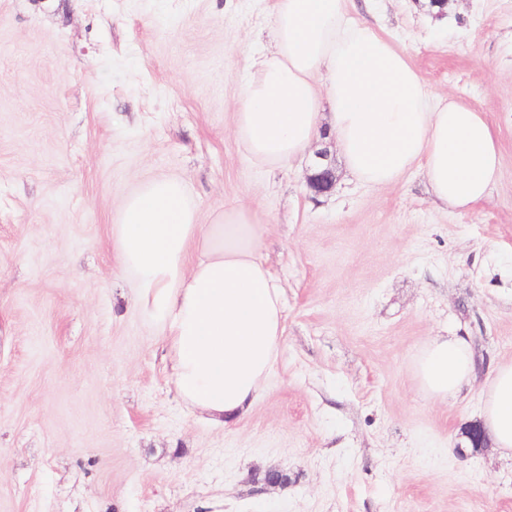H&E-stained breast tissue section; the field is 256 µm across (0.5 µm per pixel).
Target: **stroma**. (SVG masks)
Returning a JSON list of instances; mask_svg holds the SVG:
<instances>
[{"mask_svg":"<svg viewBox=\"0 0 512 512\" xmlns=\"http://www.w3.org/2000/svg\"><path fill=\"white\" fill-rule=\"evenodd\" d=\"M273 0H0V512H512V458L469 448L482 381L439 401L416 359L471 339L512 360V0H347L435 92L487 112L502 177L466 212L421 170L377 189L252 160L232 112ZM200 224L249 206L286 313L248 410L177 394L114 224L154 177ZM289 482L264 486L266 471ZM335 165L333 158L329 164L314 176L307 177V186L316 195L330 193L336 187Z\"/></svg>","mask_w":512,"mask_h":512,"instance_id":"obj_1","label":"stroma"}]
</instances>
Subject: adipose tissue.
Returning a JSON list of instances; mask_svg holds the SVG:
<instances>
[{"mask_svg": "<svg viewBox=\"0 0 512 512\" xmlns=\"http://www.w3.org/2000/svg\"><path fill=\"white\" fill-rule=\"evenodd\" d=\"M342 2L275 0L274 49L254 59L233 114L244 151L286 166L324 138L368 186L395 187L418 168L449 208L487 200L502 170L486 113L436 96L375 26L347 21ZM262 234L242 204L200 226L185 183L169 177L128 194L113 230L134 301L162 331L178 395L218 425L250 406L285 331L284 290L261 257ZM417 374L429 397L455 396L477 375L469 342L434 337ZM482 415L495 448L512 456V361L493 368Z\"/></svg>", "mask_w": 512, "mask_h": 512, "instance_id": "obj_1", "label": "adipose tissue"}]
</instances>
